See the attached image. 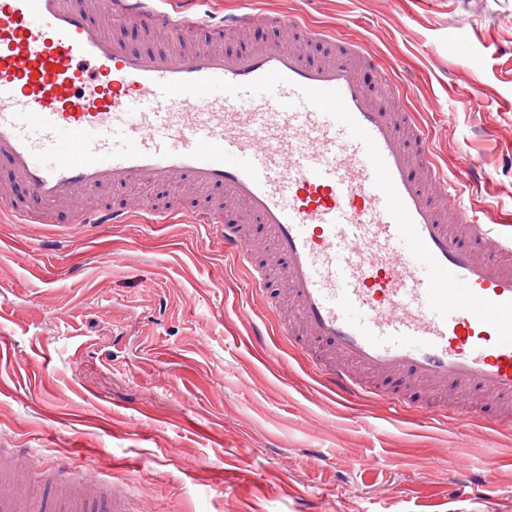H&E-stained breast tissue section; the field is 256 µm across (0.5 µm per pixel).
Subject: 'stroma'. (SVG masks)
<instances>
[{
    "instance_id": "35a3bbf8",
    "label": "stroma",
    "mask_w": 512,
    "mask_h": 512,
    "mask_svg": "<svg viewBox=\"0 0 512 512\" xmlns=\"http://www.w3.org/2000/svg\"><path fill=\"white\" fill-rule=\"evenodd\" d=\"M241 50L297 14L363 32L451 179L512 209V0H253ZM204 225L16 224L0 204V451L121 489L129 512H512V423L454 428L324 387ZM373 455L383 467L369 464ZM490 469L493 487L470 472Z\"/></svg>"
}]
</instances>
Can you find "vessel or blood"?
<instances>
[{
    "mask_svg": "<svg viewBox=\"0 0 512 512\" xmlns=\"http://www.w3.org/2000/svg\"><path fill=\"white\" fill-rule=\"evenodd\" d=\"M160 2L0 0V203L20 224H124L130 209L101 192L192 188L180 211L269 286L279 334L336 395L511 421L512 211L468 205L363 36L279 17L273 38L229 52L225 32L255 26L253 10L213 23ZM132 18L164 48L109 33ZM237 206L281 271L256 258ZM38 466L0 454V512H47ZM59 483L66 512H127L96 482Z\"/></svg>",
    "mask_w": 512,
    "mask_h": 512,
    "instance_id": "obj_1",
    "label": "vessel or blood"
}]
</instances>
